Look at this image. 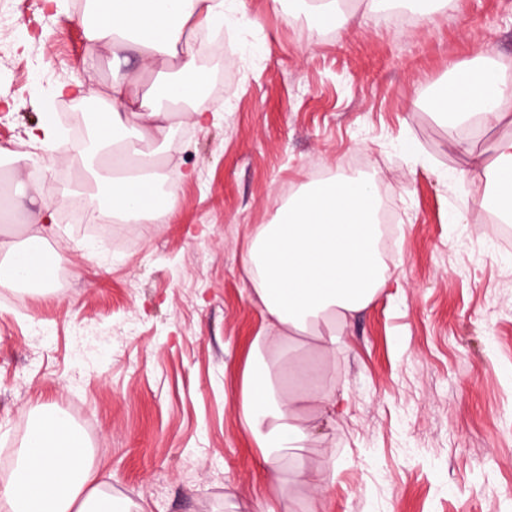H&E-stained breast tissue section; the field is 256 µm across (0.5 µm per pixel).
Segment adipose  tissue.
Returning a JSON list of instances; mask_svg holds the SVG:
<instances>
[{"label":"adipose tissue","mask_w":512,"mask_h":512,"mask_svg":"<svg viewBox=\"0 0 512 512\" xmlns=\"http://www.w3.org/2000/svg\"><path fill=\"white\" fill-rule=\"evenodd\" d=\"M84 19L90 44H108L113 55L137 47L152 73L147 89L113 73L103 108L91 116L85 148L99 191L94 207H107L127 224H148L168 211L176 191L152 159L130 170L138 150L130 133L165 127L174 106H193L203 81L192 30L233 21L229 0H89ZM448 118V142L458 130L512 114V81L486 63L456 67L433 99ZM468 176L484 180L482 205L499 222L512 223V138L497 141L492 160L474 158ZM380 206L374 177H334L303 186L279 209L276 223L250 240L246 268L263 308L264 325L248 338L240 359L236 407L240 425L255 444L265 475L260 512H277L287 486L324 492L336 478V459L307 467L301 456L314 427L304 413L330 419L334 385L301 378L295 349L311 340L331 352L347 317L366 308L384 283L378 250ZM51 263L39 245L8 248L0 261V287L36 283L48 287ZM0 512H134L127 499L97 481L91 447L59 412L42 413L16 450L14 467L0 483Z\"/></svg>","instance_id":"obj_1"}]
</instances>
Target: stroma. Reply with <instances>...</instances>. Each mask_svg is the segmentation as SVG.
<instances>
[{
	"mask_svg": "<svg viewBox=\"0 0 512 512\" xmlns=\"http://www.w3.org/2000/svg\"><path fill=\"white\" fill-rule=\"evenodd\" d=\"M73 0H0V175L14 215L0 241L52 220L50 292L0 287V467L38 410L89 441L104 490L147 512H254L263 481L236 409L237 364L263 316L245 269L252 233L274 223L314 171L375 175L395 216L382 290L352 314L321 364L336 413L304 453L339 467L324 495L289 488L298 512H512V250L459 180L472 153L512 136V115L461 130L433 107L452 68L477 56L512 79V0H456L415 16L320 27L293 0H244L257 25L211 28L197 57L212 119L189 116L141 150L179 182L161 224L103 213L65 221L96 191L85 161L23 158L56 87L105 90L112 49L90 46ZM407 138L418 158L399 151ZM61 199L46 214L47 192ZM462 223H453V216Z\"/></svg>",
	"mask_w": 512,
	"mask_h": 512,
	"instance_id": "1",
	"label": "stroma"
}]
</instances>
